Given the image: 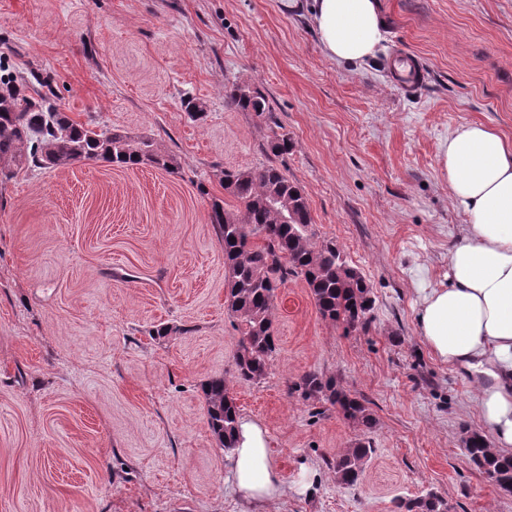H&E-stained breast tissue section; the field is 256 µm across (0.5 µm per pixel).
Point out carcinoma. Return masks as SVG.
Instances as JSON below:
<instances>
[{
    "label": "carcinoma",
    "mask_w": 512,
    "mask_h": 512,
    "mask_svg": "<svg viewBox=\"0 0 512 512\" xmlns=\"http://www.w3.org/2000/svg\"><path fill=\"white\" fill-rule=\"evenodd\" d=\"M56 92L41 72L0 78V181L25 168H65L103 161L122 166L149 164L169 173L178 170L173 156L145 138L133 139L106 126L79 123L55 102ZM239 112L259 116L270 111L256 88L235 85L227 92ZM221 181L233 207L215 199L210 221L224 245L227 311L236 319L239 337L235 375L239 382L258 383L276 351L273 309L276 291L288 278H302L321 317L345 331L371 323L375 299L365 277L329 241L313 242L309 205L299 186L273 165L226 169ZM208 425L221 448L237 445L240 417L226 379L200 384ZM304 400L325 402L342 416L371 430L375 418L366 401L347 392L334 376L308 372L294 383ZM469 463L500 490L512 493V455L491 451L487 438L468 431L463 439ZM373 454L370 441H360L336 457L332 468L345 485L358 482L363 464ZM393 512H448V503L433 492L416 499L397 498Z\"/></svg>",
    "instance_id": "cac0c4a2"
}]
</instances>
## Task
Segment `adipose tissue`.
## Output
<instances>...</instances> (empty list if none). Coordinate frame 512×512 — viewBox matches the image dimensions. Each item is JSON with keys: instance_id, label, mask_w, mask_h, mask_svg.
Wrapping results in <instances>:
<instances>
[{"instance_id": "adipose-tissue-1", "label": "adipose tissue", "mask_w": 512, "mask_h": 512, "mask_svg": "<svg viewBox=\"0 0 512 512\" xmlns=\"http://www.w3.org/2000/svg\"><path fill=\"white\" fill-rule=\"evenodd\" d=\"M308 14L325 56L365 64L382 49L386 29L379 0H309ZM441 177L466 224L448 247L447 284L426 288L417 317L433 359L473 379L478 422L494 451L512 453V139L483 123H467L441 142ZM233 479L252 512L285 493L265 430L238 423Z\"/></svg>"}]
</instances>
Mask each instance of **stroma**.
Listing matches in <instances>:
<instances>
[{
    "label": "stroma",
    "mask_w": 512,
    "mask_h": 512,
    "mask_svg": "<svg viewBox=\"0 0 512 512\" xmlns=\"http://www.w3.org/2000/svg\"><path fill=\"white\" fill-rule=\"evenodd\" d=\"M386 42L357 68L323 53L305 0H0V63L49 70L78 122L151 138L179 169L109 163L0 183V512H246L201 383L231 377L238 332L210 221L227 168L274 165L303 191L315 242L369 283L367 329L323 320L306 283L277 291V353L231 391L267 431L286 494L266 512H390L436 492L450 512H512L467 460L470 377L417 333L421 289L448 270L465 214L440 143L480 122L512 137V0H379ZM415 56L414 95L390 63ZM259 89L291 138L228 106ZM200 105L197 121L184 99ZM172 327L164 337L159 325ZM367 401L370 433L292 392L307 372ZM356 484L331 467L362 438Z\"/></svg>",
    "instance_id": "35a3bbf8"
}]
</instances>
